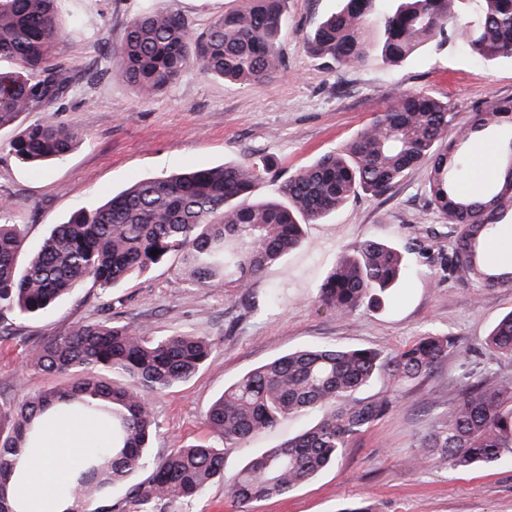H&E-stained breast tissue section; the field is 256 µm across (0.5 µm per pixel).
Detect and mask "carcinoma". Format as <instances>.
Listing matches in <instances>:
<instances>
[{
  "label": "carcinoma",
  "instance_id": "1",
  "mask_svg": "<svg viewBox=\"0 0 512 512\" xmlns=\"http://www.w3.org/2000/svg\"><path fill=\"white\" fill-rule=\"evenodd\" d=\"M287 0H246L203 34L162 6L132 18L117 48L105 49L102 73L119 76L149 99L192 64L229 81L273 80L286 69L278 43L287 30ZM57 0H0V127L27 112H55L72 78L55 60L62 37ZM328 66H349L372 55L396 66L424 50L456 42L485 61L512 59V0H339L336 11L303 37ZM480 134L507 150L509 174L476 195L460 184L465 145ZM82 134L48 117L11 143L23 163L58 162ZM429 167L432 205L451 243L443 272L481 290L512 287V269L491 266L483 243L512 215V100L495 101L464 126L448 102L425 91L399 94L348 143L295 170L279 201L253 199L268 174L261 161L226 163L148 178L91 210L75 211L52 227L26 262L25 234L0 224V331L9 317L50 312L81 283L106 291L168 257L197 287L249 292L267 267L304 241V227L327 218L359 193L387 195L414 167ZM158 250L152 256V250ZM412 248L365 240L345 249L316 289L318 308L346 318L382 308L412 271ZM456 341L428 334L393 352L315 346L290 352L236 379L208 407L206 422L220 443L150 455L156 426L151 397L192 377L212 352L194 334L147 336L133 323L102 320L35 345V367L72 374L66 389L46 390L0 406V512H14L5 495L25 449L39 447L57 413L77 410L107 430L112 445L88 449L70 493L73 512H173L199 498L224 475V449L238 448L282 419L316 411L306 431L266 448L224 479L230 497L251 505L285 496L335 462L344 450L396 408L394 397L362 398L375 378L397 389L433 372ZM487 361L512 363V311L485 340ZM512 454V373H474L460 385L446 418L431 425L412 464L452 469L492 468ZM142 471L148 476L133 481ZM121 487L115 501L108 488Z\"/></svg>",
  "mask_w": 512,
  "mask_h": 512
}]
</instances>
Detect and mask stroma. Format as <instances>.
<instances>
[{"label": "stroma", "mask_w": 512, "mask_h": 512, "mask_svg": "<svg viewBox=\"0 0 512 512\" xmlns=\"http://www.w3.org/2000/svg\"><path fill=\"white\" fill-rule=\"evenodd\" d=\"M242 0H61L63 37L53 48L69 67L72 89L57 117L82 132L62 162L32 167L17 161L9 143L41 113L31 112L0 128V222L22 225L28 248L52 225L77 209H92L137 181L187 168L266 158L271 169L254 197H278L295 169L352 139L374 113L408 91H427L449 101L457 124L497 100L512 99V61L488 63L460 46L425 52L396 67L371 58L328 70L309 54L303 37L339 0H288L289 35L281 45L284 74L239 84L189 67L172 86L139 99L121 78L100 74L105 46H119L128 21L156 6L183 17L203 33ZM428 198L426 167L411 170L388 195L351 199L328 219L304 228L305 243L256 279L249 295L233 288H200L180 275L171 258L102 292L83 282L51 313L14 320L0 339V405H10L72 378L48 374L31 363L32 347L101 319L147 327L150 335L190 332L206 337L213 352L188 381L153 397L157 427L153 456L202 440H216L205 412L225 386L254 367L291 351L317 345L371 347L384 351L420 336L456 338L458 348L428 377L395 391L396 409L341 458L285 497L258 503L251 512H339L349 503L373 512H512V455L491 469L405 467L419 438L448 412L462 374L490 327L512 311V288L477 294L441 270L448 240ZM367 238L414 243L424 251L420 274L400 284L396 300L338 320L317 310L315 290L342 250ZM276 306H264L270 290ZM317 420L289 418L224 451L225 476L255 453L292 437Z\"/></svg>", "instance_id": "1"}]
</instances>
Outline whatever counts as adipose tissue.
Instances as JSON below:
<instances>
[{
  "mask_svg": "<svg viewBox=\"0 0 512 512\" xmlns=\"http://www.w3.org/2000/svg\"><path fill=\"white\" fill-rule=\"evenodd\" d=\"M105 438L104 431L80 420L56 421L41 446L25 453L9 483L16 512H71L73 462L89 442Z\"/></svg>",
  "mask_w": 512,
  "mask_h": 512,
  "instance_id": "adipose-tissue-1",
  "label": "adipose tissue"
}]
</instances>
